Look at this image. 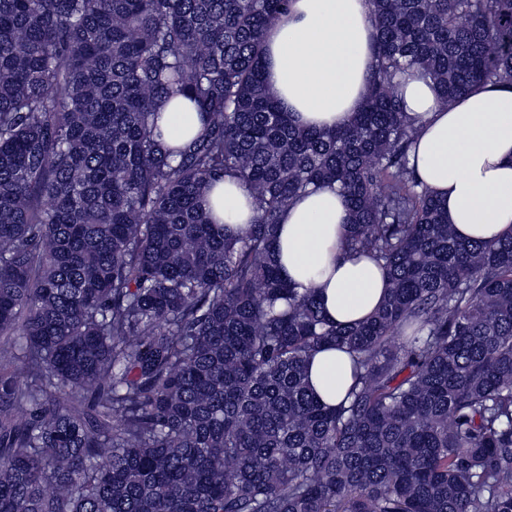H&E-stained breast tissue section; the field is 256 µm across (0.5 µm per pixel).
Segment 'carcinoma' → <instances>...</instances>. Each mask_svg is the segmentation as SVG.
I'll use <instances>...</instances> for the list:
<instances>
[{"label": "carcinoma", "instance_id": "cac0c4a2", "mask_svg": "<svg viewBox=\"0 0 512 512\" xmlns=\"http://www.w3.org/2000/svg\"><path fill=\"white\" fill-rule=\"evenodd\" d=\"M289 0H0V512H512V234L465 241L415 174L398 77L512 86V0H368L336 130L270 93ZM202 127L163 145L169 100ZM245 185L255 220L203 202ZM336 185L382 305L328 322L280 276L282 211ZM353 354L338 406L309 391ZM219 223L227 228L250 224L256 215L249 190L241 183L230 179L218 181L206 200ZM351 355L344 349L323 345L312 352L309 382L320 400L331 407L345 397L353 381Z\"/></svg>", "mask_w": 512, "mask_h": 512}]
</instances>
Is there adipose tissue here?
Here are the masks:
<instances>
[{"instance_id": "obj_1", "label": "adipose tissue", "mask_w": 512, "mask_h": 512, "mask_svg": "<svg viewBox=\"0 0 512 512\" xmlns=\"http://www.w3.org/2000/svg\"><path fill=\"white\" fill-rule=\"evenodd\" d=\"M375 30L368 0H291L266 34L265 78L292 120L336 129L360 110L372 77ZM398 92L418 133L414 159L421 181L448 206V222L466 240L512 233V88L487 84L442 104L432 79L416 66ZM201 128L191 102L172 99L159 123L166 146L181 148ZM228 228L256 215L249 190L218 181L206 200ZM349 213L336 186H320L288 205L276 232L275 262L298 290H314L329 322L352 326L384 301L389 282L375 259L341 249ZM353 381L352 358L324 345L309 360L320 400L338 405Z\"/></svg>"}]
</instances>
